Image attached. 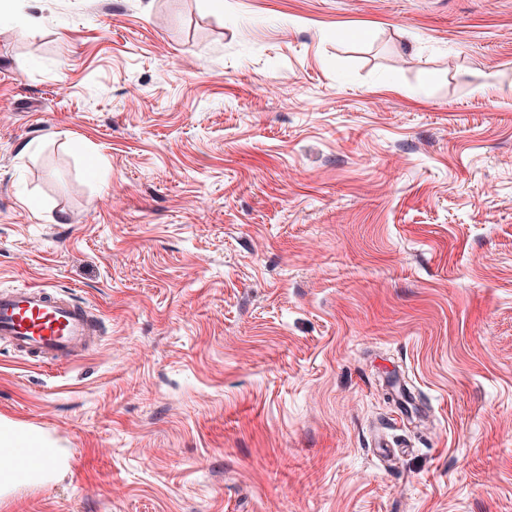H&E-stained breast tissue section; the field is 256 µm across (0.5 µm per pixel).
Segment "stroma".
Segmentation results:
<instances>
[{"mask_svg":"<svg viewBox=\"0 0 512 512\" xmlns=\"http://www.w3.org/2000/svg\"><path fill=\"white\" fill-rule=\"evenodd\" d=\"M0 512H512V0H0ZM99 334L87 305L49 286L0 290V341L19 356L67 363L89 350ZM1 447L0 456L10 460V472L27 478L29 482L37 481L54 463L49 454L33 455L28 452L26 448H39V443L32 436Z\"/></svg>","mask_w":512,"mask_h":512,"instance_id":"1","label":"stroma"}]
</instances>
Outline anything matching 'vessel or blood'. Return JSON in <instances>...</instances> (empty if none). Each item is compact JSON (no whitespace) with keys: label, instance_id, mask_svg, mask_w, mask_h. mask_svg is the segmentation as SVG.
<instances>
[{"label":"vessel or blood","instance_id":"vessel-or-blood-1","mask_svg":"<svg viewBox=\"0 0 512 512\" xmlns=\"http://www.w3.org/2000/svg\"><path fill=\"white\" fill-rule=\"evenodd\" d=\"M99 331L88 306L58 294L48 286L0 290V341L22 357L63 364L92 347ZM37 442L27 436L0 446L11 473L37 481L53 465L50 455L33 454Z\"/></svg>","mask_w":512,"mask_h":512}]
</instances>
